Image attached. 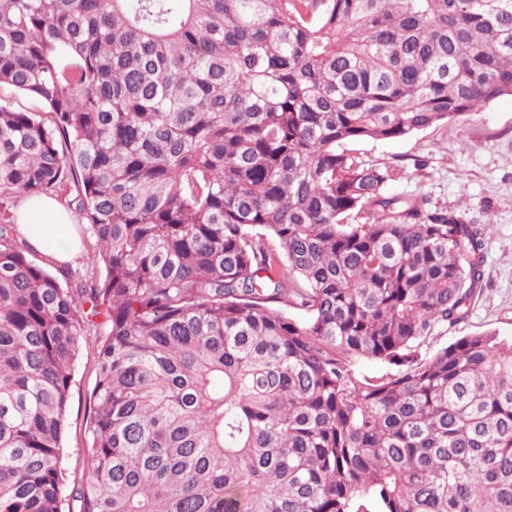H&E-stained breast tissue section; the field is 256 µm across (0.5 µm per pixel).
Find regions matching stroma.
I'll return each instance as SVG.
<instances>
[{
	"instance_id": "stroma-1",
	"label": "stroma",
	"mask_w": 512,
	"mask_h": 512,
	"mask_svg": "<svg viewBox=\"0 0 512 512\" xmlns=\"http://www.w3.org/2000/svg\"><path fill=\"white\" fill-rule=\"evenodd\" d=\"M346 150L364 163L394 169L389 195L419 196L432 207L489 216L483 225V283L465 321L431 339L439 348L465 335L512 337V96L410 137L360 140ZM95 343L84 340L73 369L62 439L66 488L85 477L88 395L96 381Z\"/></svg>"
}]
</instances>
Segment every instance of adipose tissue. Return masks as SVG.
I'll return each mask as SVG.
<instances>
[{
  "label": "adipose tissue",
  "instance_id": "ef3b65f1",
  "mask_svg": "<svg viewBox=\"0 0 512 512\" xmlns=\"http://www.w3.org/2000/svg\"><path fill=\"white\" fill-rule=\"evenodd\" d=\"M19 230L50 262L72 263L81 256L82 242L74 218L54 200L29 202L20 213Z\"/></svg>",
  "mask_w": 512,
  "mask_h": 512
}]
</instances>
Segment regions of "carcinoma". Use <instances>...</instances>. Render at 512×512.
<instances>
[{
    "label": "carcinoma",
    "mask_w": 512,
    "mask_h": 512,
    "mask_svg": "<svg viewBox=\"0 0 512 512\" xmlns=\"http://www.w3.org/2000/svg\"><path fill=\"white\" fill-rule=\"evenodd\" d=\"M2 89L0 512H59L100 327L79 512H512V338L428 350L481 227L340 149L512 96V0H0ZM74 222L71 213L56 201L31 200L21 210L18 222L25 240L40 252L31 258L51 271L55 268L51 263H73L79 259L82 242ZM95 347L94 339L83 340L80 354L73 369L71 399L62 439L65 492L60 502L61 512H75L78 510L77 502L69 496V493L74 486L80 485L85 477L86 457L84 448H86L88 441L87 418L90 411L88 395L96 381Z\"/></svg>",
    "instance_id": "cac0c4a2"
}]
</instances>
